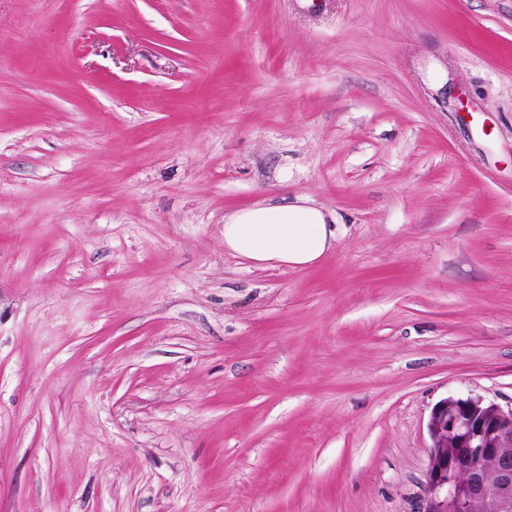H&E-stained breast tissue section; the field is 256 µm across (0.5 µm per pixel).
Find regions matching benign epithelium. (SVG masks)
Listing matches in <instances>:
<instances>
[{
  "mask_svg": "<svg viewBox=\"0 0 512 512\" xmlns=\"http://www.w3.org/2000/svg\"><path fill=\"white\" fill-rule=\"evenodd\" d=\"M427 429L432 441L425 473L424 494L417 512H469L473 499L487 501L494 512L512 506V405L503 408L479 396L448 397L433 407ZM456 451L444 452L448 438ZM491 462L496 482L487 483L485 462ZM467 475L465 483L459 474Z\"/></svg>",
  "mask_w": 512,
  "mask_h": 512,
  "instance_id": "1",
  "label": "benign epithelium"
}]
</instances>
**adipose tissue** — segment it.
<instances>
[{
  "label": "adipose tissue",
  "instance_id": "obj_1",
  "mask_svg": "<svg viewBox=\"0 0 512 512\" xmlns=\"http://www.w3.org/2000/svg\"><path fill=\"white\" fill-rule=\"evenodd\" d=\"M336 241V226L313 199L262 202L224 217V249L255 268L314 266Z\"/></svg>",
  "mask_w": 512,
  "mask_h": 512
}]
</instances>
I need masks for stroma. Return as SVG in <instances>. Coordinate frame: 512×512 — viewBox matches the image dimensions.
<instances>
[{
  "label": "stroma",
  "mask_w": 512,
  "mask_h": 512,
  "mask_svg": "<svg viewBox=\"0 0 512 512\" xmlns=\"http://www.w3.org/2000/svg\"><path fill=\"white\" fill-rule=\"evenodd\" d=\"M338 239L255 269L224 216ZM512 404V0H0V512H415ZM335 242L333 218L308 197L262 202L224 216V250L255 268L311 267Z\"/></svg>",
  "instance_id": "1"
}]
</instances>
